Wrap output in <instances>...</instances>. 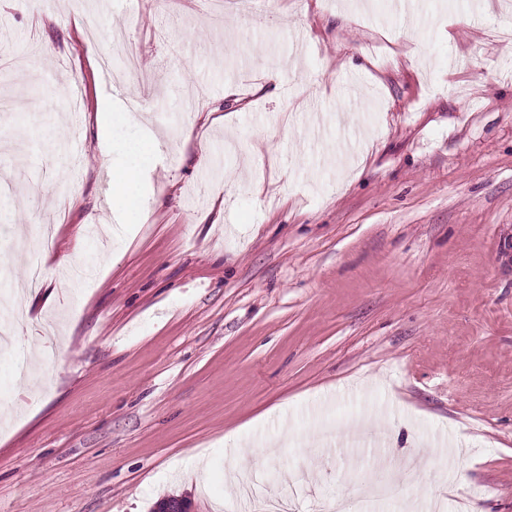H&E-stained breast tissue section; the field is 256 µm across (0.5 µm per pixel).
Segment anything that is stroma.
Returning <instances> with one entry per match:
<instances>
[{"label":"stroma","instance_id":"obj_1","mask_svg":"<svg viewBox=\"0 0 512 512\" xmlns=\"http://www.w3.org/2000/svg\"><path fill=\"white\" fill-rule=\"evenodd\" d=\"M415 11L0 0V247L56 234L6 272L23 308L0 355V512H253L226 480L245 447L268 495L308 470L294 512L392 471L399 500L366 512H512V0ZM117 27L149 83L107 77ZM130 98L150 106L100 127L101 101ZM124 170L136 203L113 211ZM359 418L388 432L389 468L367 444L312 446Z\"/></svg>","mask_w":512,"mask_h":512}]
</instances>
